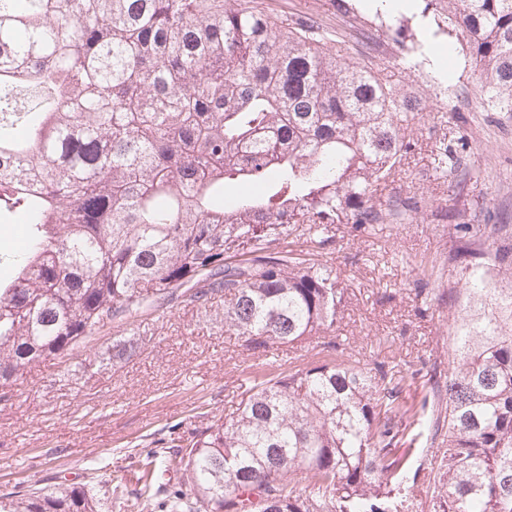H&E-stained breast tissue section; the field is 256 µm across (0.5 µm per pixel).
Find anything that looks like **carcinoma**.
<instances>
[{"label":"carcinoma","mask_w":512,"mask_h":512,"mask_svg":"<svg viewBox=\"0 0 512 512\" xmlns=\"http://www.w3.org/2000/svg\"><path fill=\"white\" fill-rule=\"evenodd\" d=\"M433 37L481 68L479 99L512 113V0H426ZM389 32L406 18L376 10ZM405 59L434 69L416 42ZM429 97L309 18L256 0H0V224L28 244L0 278V396L108 323L178 297H224L249 351L336 331L349 296L323 259L331 226L384 223L372 205L414 146ZM264 190L224 205L231 186ZM297 224L310 251L278 250ZM448 362V488L434 512H512V289L474 268ZM398 366L333 355L269 366L231 421L154 472L189 491L159 512H407ZM74 483L0 495V512H100Z\"/></svg>","instance_id":"cac0c4a2"}]
</instances>
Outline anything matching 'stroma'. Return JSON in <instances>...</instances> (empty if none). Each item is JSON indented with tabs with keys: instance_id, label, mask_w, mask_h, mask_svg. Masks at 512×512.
<instances>
[{
	"instance_id": "obj_1",
	"label": "stroma",
	"mask_w": 512,
	"mask_h": 512,
	"mask_svg": "<svg viewBox=\"0 0 512 512\" xmlns=\"http://www.w3.org/2000/svg\"><path fill=\"white\" fill-rule=\"evenodd\" d=\"M274 18L315 17L344 36L357 62L385 68L364 29L345 26L337 0H259ZM479 70L453 44L444 80L457 88L447 108L433 107L414 135L416 147L377 199L382 209L407 196L421 207L365 232L340 224L326 258L351 288L336 331L343 358L371 368L410 371L403 409L424 410L422 437L404 473L413 512H433L447 483L443 465L449 336L457 295L480 265L496 288H512V115L486 112L475 90ZM448 150L447 170L434 157ZM143 339L132 357L112 355L116 340ZM316 339L246 350L224 330V300L177 301L107 324L61 360L32 367L19 390L0 400V494L84 484L107 512H148L136 498L141 452L183 444L192 432L229 417L266 364L299 368L323 360ZM437 369L428 377L429 369Z\"/></svg>"
}]
</instances>
